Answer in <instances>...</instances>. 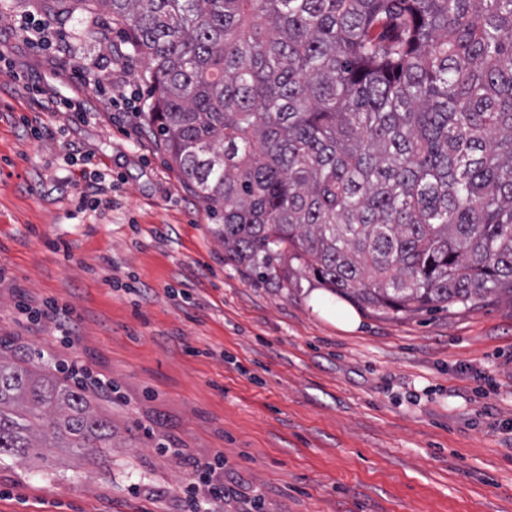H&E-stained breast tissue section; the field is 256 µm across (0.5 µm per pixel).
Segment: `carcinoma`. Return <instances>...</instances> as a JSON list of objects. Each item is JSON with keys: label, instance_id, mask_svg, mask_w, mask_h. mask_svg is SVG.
<instances>
[{"label": "carcinoma", "instance_id": "carcinoma-1", "mask_svg": "<svg viewBox=\"0 0 512 512\" xmlns=\"http://www.w3.org/2000/svg\"><path fill=\"white\" fill-rule=\"evenodd\" d=\"M121 27L147 120L224 221L225 261L298 263L384 313L512 291V0H52ZM112 420L0 356V457L105 456Z\"/></svg>", "mask_w": 512, "mask_h": 512}]
</instances>
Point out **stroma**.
I'll list each match as a JSON object with an SVG mask.
<instances>
[{"label":"stroma","mask_w":512,"mask_h":512,"mask_svg":"<svg viewBox=\"0 0 512 512\" xmlns=\"http://www.w3.org/2000/svg\"><path fill=\"white\" fill-rule=\"evenodd\" d=\"M34 15L68 53L15 30ZM84 12L0 0V340L46 373L78 358L111 393L105 461L0 460V512H185L193 466L224 455L223 512H512V292L395 317L292 273L274 288L224 260L219 221L147 128L144 59ZM123 70L137 110L88 95L59 124L13 72L72 92ZM111 210H76L85 154ZM74 311L71 346L21 305ZM183 449L185 459L173 456Z\"/></svg>","instance_id":"obj_1"}]
</instances>
